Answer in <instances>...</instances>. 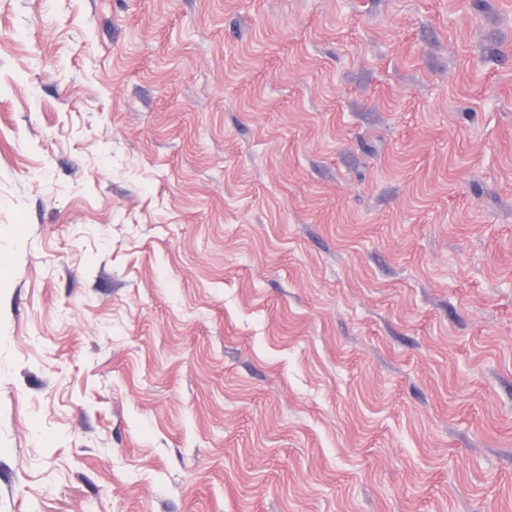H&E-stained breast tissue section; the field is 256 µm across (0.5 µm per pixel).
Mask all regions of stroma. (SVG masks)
I'll return each instance as SVG.
<instances>
[{"label":"stroma","instance_id":"obj_1","mask_svg":"<svg viewBox=\"0 0 512 512\" xmlns=\"http://www.w3.org/2000/svg\"><path fill=\"white\" fill-rule=\"evenodd\" d=\"M0 512H512V0H0Z\"/></svg>","mask_w":512,"mask_h":512}]
</instances>
